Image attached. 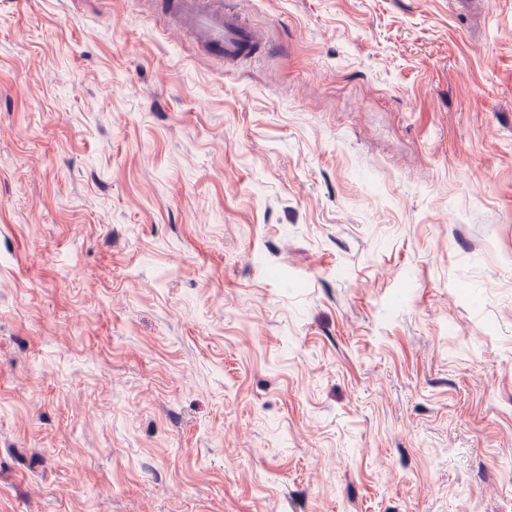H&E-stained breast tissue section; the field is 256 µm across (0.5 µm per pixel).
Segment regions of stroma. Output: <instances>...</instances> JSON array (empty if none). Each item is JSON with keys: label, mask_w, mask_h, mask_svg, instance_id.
I'll return each instance as SVG.
<instances>
[{"label": "stroma", "mask_w": 512, "mask_h": 512, "mask_svg": "<svg viewBox=\"0 0 512 512\" xmlns=\"http://www.w3.org/2000/svg\"><path fill=\"white\" fill-rule=\"evenodd\" d=\"M0 0V512H512V0ZM161 12L191 31L199 47L233 67L266 48L264 36L219 0H164Z\"/></svg>", "instance_id": "1"}]
</instances>
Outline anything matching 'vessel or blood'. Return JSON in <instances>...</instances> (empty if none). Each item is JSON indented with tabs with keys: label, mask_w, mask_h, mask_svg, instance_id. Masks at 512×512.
I'll use <instances>...</instances> for the list:
<instances>
[{
	"label": "vessel or blood",
	"mask_w": 512,
	"mask_h": 512,
	"mask_svg": "<svg viewBox=\"0 0 512 512\" xmlns=\"http://www.w3.org/2000/svg\"><path fill=\"white\" fill-rule=\"evenodd\" d=\"M163 14L191 31L208 55L233 67L265 50L263 35L220 0H162Z\"/></svg>",
	"instance_id": "b4317fda"
}]
</instances>
